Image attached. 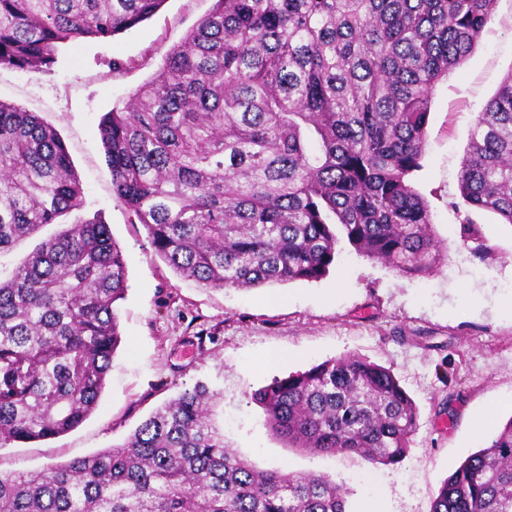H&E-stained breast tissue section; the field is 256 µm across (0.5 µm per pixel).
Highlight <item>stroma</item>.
<instances>
[{
  "instance_id": "stroma-1",
  "label": "stroma",
  "mask_w": 512,
  "mask_h": 512,
  "mask_svg": "<svg viewBox=\"0 0 512 512\" xmlns=\"http://www.w3.org/2000/svg\"><path fill=\"white\" fill-rule=\"evenodd\" d=\"M212 5L164 0L112 40L61 49L50 70L0 67V101L60 134L84 189L83 215H101L127 263L121 343L97 409L66 434L0 448V469H38L120 444L200 382L223 397L225 441L257 467L327 475L351 487L350 512H364L372 495L381 512H429L442 481L512 417V225L462 205L458 190L477 114L512 73V0H498L475 50L431 102L413 181L447 261L404 277L348 247L320 280L257 289L203 288L175 273L115 199L100 139L104 114L126 107ZM346 354L390 368L417 404L418 430L402 463L371 467L353 454L288 447L247 401L273 378ZM476 419L486 424L484 437L473 434ZM368 471L377 493L353 481Z\"/></svg>"
}]
</instances>
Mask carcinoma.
I'll return each instance as SVG.
<instances>
[{
    "mask_svg": "<svg viewBox=\"0 0 512 512\" xmlns=\"http://www.w3.org/2000/svg\"><path fill=\"white\" fill-rule=\"evenodd\" d=\"M164 0H0V66L41 72ZM496 0H214L100 136L112 190L177 274L205 288L317 280L339 243L404 276L447 259L422 167L437 84ZM464 204L512 224V73L477 116ZM57 131L0 101V256L83 207ZM127 268L79 218L0 277V448L65 434L97 408L120 343ZM310 454L395 465L419 410L387 368L347 354L250 393ZM324 475L260 469L224 442L214 393L180 391L127 439L39 471L0 470V512H349ZM430 512H512V417L441 483Z\"/></svg>",
    "mask_w": 512,
    "mask_h": 512,
    "instance_id": "carcinoma-1",
    "label": "carcinoma"
}]
</instances>
